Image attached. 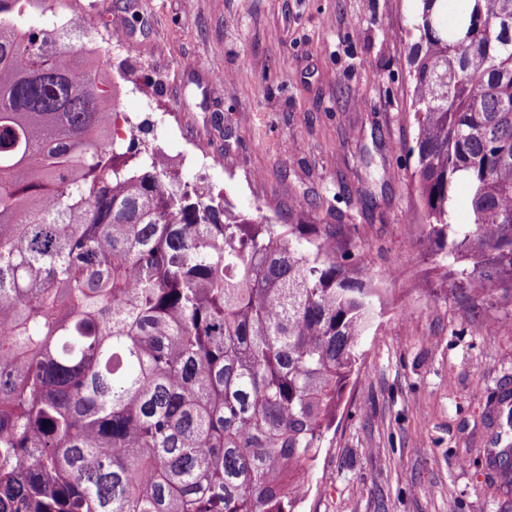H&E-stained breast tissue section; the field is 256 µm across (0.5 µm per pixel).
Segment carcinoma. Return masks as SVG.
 I'll use <instances>...</instances> for the list:
<instances>
[{"instance_id":"cac0c4a2","label":"carcinoma","mask_w":512,"mask_h":512,"mask_svg":"<svg viewBox=\"0 0 512 512\" xmlns=\"http://www.w3.org/2000/svg\"><path fill=\"white\" fill-rule=\"evenodd\" d=\"M0 0V512H301L381 289L116 145L77 10ZM413 171L460 277L512 300V0H419ZM467 184L472 220L448 224ZM504 480L512 450L494 456Z\"/></svg>"}]
</instances>
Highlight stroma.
I'll list each match as a JSON object with an SVG mask.
<instances>
[{
	"label": "stroma",
	"mask_w": 512,
	"mask_h": 512,
	"mask_svg": "<svg viewBox=\"0 0 512 512\" xmlns=\"http://www.w3.org/2000/svg\"><path fill=\"white\" fill-rule=\"evenodd\" d=\"M89 3L119 120H147L183 183L275 224L340 226L384 290L303 512H512L489 464L512 447V303L444 287L407 155L417 0Z\"/></svg>",
	"instance_id": "35a3bbf8"
}]
</instances>
